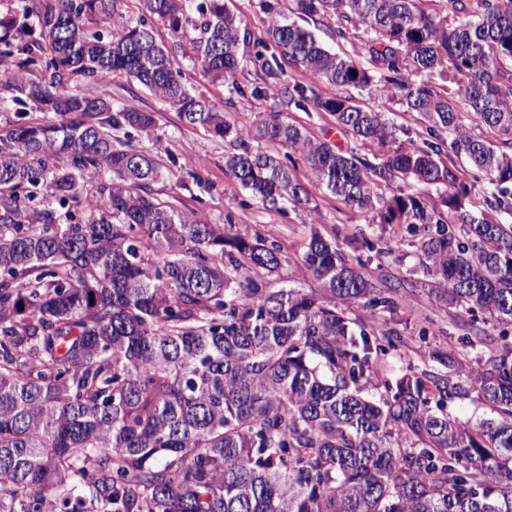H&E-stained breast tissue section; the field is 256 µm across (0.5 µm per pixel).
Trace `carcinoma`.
<instances>
[{
	"label": "carcinoma",
	"mask_w": 512,
	"mask_h": 512,
	"mask_svg": "<svg viewBox=\"0 0 512 512\" xmlns=\"http://www.w3.org/2000/svg\"><path fill=\"white\" fill-rule=\"evenodd\" d=\"M24 2L38 36L0 18V59H18L3 91L58 121L0 128V512H512V0H258L259 34L225 0H145L170 45L120 0ZM315 17L359 37L357 57L298 24ZM184 41L202 78L251 67L238 95L328 112L350 143L215 111L183 81ZM287 64L336 93L284 81ZM114 73L222 141L264 209L309 205L281 146L349 210L406 225L415 273L468 315L454 325L485 363L434 353L432 371L378 379L402 346L378 313L414 283L375 284L313 226L300 264L317 287H271L276 241L148 193L174 175L129 146L153 113L64 89ZM354 90L417 113L427 138L400 139ZM470 171L495 185L480 210ZM81 182L89 211L64 209ZM474 397L489 416L445 411Z\"/></svg>",
	"instance_id": "carcinoma-1"
}]
</instances>
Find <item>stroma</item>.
<instances>
[{
    "label": "stroma",
    "mask_w": 512,
    "mask_h": 512,
    "mask_svg": "<svg viewBox=\"0 0 512 512\" xmlns=\"http://www.w3.org/2000/svg\"><path fill=\"white\" fill-rule=\"evenodd\" d=\"M188 84L204 94L217 111H231L245 121L269 113L283 111L279 98L267 95L259 98L238 96L233 83L252 82L253 69L236 74L234 81L211 84L199 77L191 67L183 69ZM67 91L100 96L113 102L134 101L145 111L154 113L156 125L147 135L135 136L133 148L159 156H171L185 174L181 178H162L151 186L152 194L176 211L197 210L204 212L211 223H232L242 234L261 233L276 240L282 247L287 262L276 285L280 288H311L312 279L304 274L296 261L303 252L307 235V222L318 224L328 236H351L357 231L371 238H381L387 252L371 255L364 271L371 276L383 273L395 277H412L416 258L408 244V235L401 224H366L359 215L336 201L320 184L310 182L308 212L277 214L266 211L258 204H244V192L239 184L224 170V147L203 130L183 124L177 112L154 97L133 79L120 74L105 75L92 83L72 80ZM448 324L449 317L435 302L427 287L414 289L399 303L396 311L383 313L388 327L394 328L404 340L400 350L388 353L377 365V375L383 380H395L406 370L422 372L432 369L431 352L455 350L466 359L470 367L485 361L483 354L463 346L457 336L434 333L424 337L420 329L425 318Z\"/></svg>",
    "instance_id": "1"
}]
</instances>
